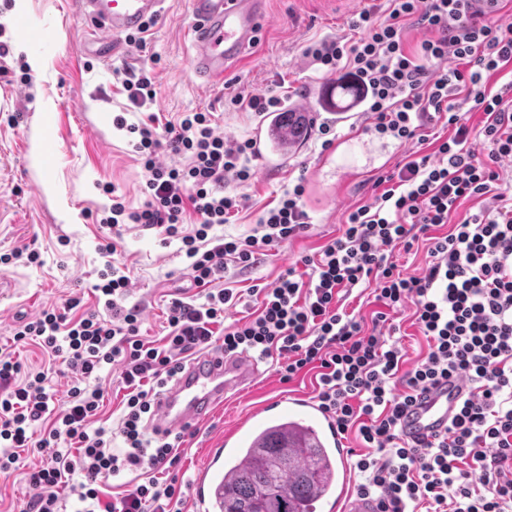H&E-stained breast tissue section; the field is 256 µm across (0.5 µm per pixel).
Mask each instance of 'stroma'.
<instances>
[{"mask_svg": "<svg viewBox=\"0 0 512 512\" xmlns=\"http://www.w3.org/2000/svg\"><path fill=\"white\" fill-rule=\"evenodd\" d=\"M14 2L0 0V45L9 49L0 56V255L28 247L40 258L35 263L22 259L0 264V282L9 284L0 294V344L10 341L20 317L44 307L78 296L82 310L96 309L92 287L104 264L99 245L112 237L110 229L95 222L97 213L111 203L102 187L115 186L133 208L146 200L147 174L126 131L115 128L116 116L136 123L154 112L173 121L184 112L208 111L227 139L257 138L266 129V119L229 108V98L239 92L275 94L283 96L287 106L316 110L317 88L346 79L348 71L340 67L327 72L312 65L304 48L314 40H358L363 32L352 28V20L365 8L385 4L268 0L260 43L246 51L223 82L204 86L188 64L193 47L187 0H166L144 45H125L108 62L80 53L87 27L78 16V0H24L19 8ZM20 43L25 46L21 52L16 49ZM32 54L41 58V70H31ZM128 68L151 73L153 105L138 108L129 101L119 76ZM322 122L336 128V140L326 150L317 137ZM319 123L310 124L296 152L285 158L266 150L256 153L250 162L252 179L226 185L227 192L242 196V206L229 223L215 226L214 234H251L263 212L300 182L305 185L303 202L310 223L305 233L259 257L252 268H227L223 285L237 289L240 300L227 311L225 323L257 310L250 289L271 287L291 268L304 273L301 257L317 255L340 235L349 212L380 194L379 176L403 165L412 153H433L434 137L452 133L441 120L430 126V141L400 146L368 133L372 115L359 109L322 114ZM114 239L115 258L128 266L133 283L124 303L140 305L143 338L162 341L171 299L197 293L182 243L131 225ZM316 389L315 370H304L285 383L274 359H266L255 388L225 401L208 421L187 431L177 448L180 512H199L192 485L223 456L226 428L243 423L261 403L292 394L312 398Z\"/></svg>", "mask_w": 512, "mask_h": 512, "instance_id": "stroma-1", "label": "stroma"}]
</instances>
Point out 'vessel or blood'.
Masks as SVG:
<instances>
[{
    "label": "vessel or blood",
    "instance_id": "obj_1",
    "mask_svg": "<svg viewBox=\"0 0 512 512\" xmlns=\"http://www.w3.org/2000/svg\"><path fill=\"white\" fill-rule=\"evenodd\" d=\"M165 0H78L80 17L95 27L83 48L85 55L111 61L113 41L138 33L160 16ZM195 50L189 66L204 83L223 80L258 36L265 14V0H188ZM263 374L258 363L243 354L219 350L202 353L186 363L183 371L158 397L152 427L161 433L188 430L208 419L217 405L235 391L253 385ZM463 386L455 379L440 381L405 410L402 433L410 439L444 433ZM289 413L318 423L333 440H340L334 420L314 401L294 394L286 399ZM338 512H378L370 497L341 488Z\"/></svg>",
    "mask_w": 512,
    "mask_h": 512
}]
</instances>
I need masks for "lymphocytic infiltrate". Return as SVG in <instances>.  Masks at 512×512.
Instances as JSON below:
<instances>
[{
    "label": "lymphocytic infiltrate",
    "instance_id": "f902f5d3",
    "mask_svg": "<svg viewBox=\"0 0 512 512\" xmlns=\"http://www.w3.org/2000/svg\"><path fill=\"white\" fill-rule=\"evenodd\" d=\"M432 30L416 50L403 38L408 21ZM356 41L324 39L304 55L326 71L348 68L365 91L372 131L399 143L425 141V131L446 119L452 133L434 154L415 157L382 175L385 190L349 213L340 236L317 256L262 289L257 314L225 323L233 291L220 287L228 265L250 268L257 254L298 237L309 215L296 184L266 210L251 234L213 235L241 204L224 189L253 176L254 144L228 141L212 113L185 112L177 121L150 114L147 122L116 128L134 136L133 149L148 174V198L137 209L113 196L103 222L161 229L181 240L202 302L172 299L162 345L142 338L141 310L122 306L132 287L126 265L114 262L115 244L94 290L99 312L74 316L81 300L22 319L12 341L0 346V474L22 472L33 492L22 512H62L67 498L82 512H175L176 478L157 473L174 465L182 434L150 433L148 419L159 393L187 356L220 346L229 353L278 356L281 381L317 369L316 399L339 433L357 432L365 450L351 460L356 492L378 500L380 512H512V194L498 165L512 159V78L497 91L490 76L512 66V25L473 9L470 0H387L385 10H362ZM484 112L469 126L464 104ZM488 146L478 161L473 140ZM176 162L164 161V154ZM487 197L491 209L451 222L467 200ZM199 223L183 231L189 217ZM448 231L436 235L435 230ZM428 239L429 261L416 276L403 275L397 249ZM373 289L382 304L372 318L345 310L343 294ZM413 307L428 343L426 356L404 369L401 348L388 342L391 313ZM34 343L71 374L62 404H55L44 369L23 371L15 346ZM119 365L125 394L113 429L98 426L104 389L97 379ZM460 381L465 393L444 434L415 444L403 440L400 419L419 394L441 378ZM122 448H113L114 439ZM40 464L23 467V453ZM145 480L105 499L106 481L121 472Z\"/></svg>",
    "mask_w": 512,
    "mask_h": 512
}]
</instances>
